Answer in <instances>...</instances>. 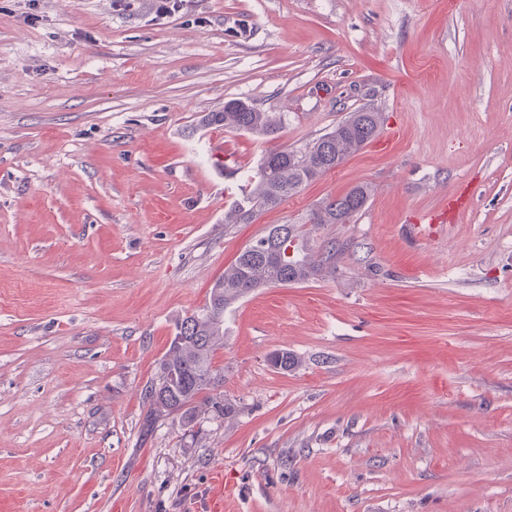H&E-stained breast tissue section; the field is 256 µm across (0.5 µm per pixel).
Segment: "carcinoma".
<instances>
[{
  "mask_svg": "<svg viewBox=\"0 0 512 512\" xmlns=\"http://www.w3.org/2000/svg\"><path fill=\"white\" fill-rule=\"evenodd\" d=\"M208 127H224L254 136L275 138L281 122L244 101L224 103L221 112H210L202 119ZM382 113L362 108L341 120L331 131L303 147H278L268 150L253 175V187L233 201L224 213L226 224H250L264 212L278 207L298 194L312 180L315 172H329L370 143L379 133ZM371 187L361 184L341 196L327 199L311 210L307 223L347 224L364 209ZM292 256L280 264L263 259L254 246H247L234 264L224 271L211 288L208 302L197 313L181 321L186 338L170 346L160 362L157 376L144 389L143 401L155 417L174 415L181 422L196 418L198 403L211 409L213 417L233 416L234 407L214 394L224 381L223 370L213 365L215 352L224 346V311L244 296V286L260 288L269 284L302 283L321 273H333L345 246L334 240L326 242L313 260L307 252V230L291 224Z\"/></svg>",
  "mask_w": 512,
  "mask_h": 512,
  "instance_id": "cac0c4a2",
  "label": "carcinoma"
}]
</instances>
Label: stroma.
<instances>
[{
	"label": "stroma",
	"mask_w": 512,
	"mask_h": 512,
	"mask_svg": "<svg viewBox=\"0 0 512 512\" xmlns=\"http://www.w3.org/2000/svg\"><path fill=\"white\" fill-rule=\"evenodd\" d=\"M230 100L276 140L202 126ZM362 107L371 143L225 223ZM359 184L310 233L335 273L225 310L235 416L143 433L178 321ZM0 512H512V0H0ZM381 125V112L362 108L349 112L334 129L303 147L268 150L251 178L253 187L224 213L225 223L250 224L260 213L278 207L308 185L316 171L324 170V175L338 168L350 154L370 143ZM372 190L369 185L361 184L353 187L341 196L322 201L311 210L304 224H347L364 209Z\"/></svg>",
	"instance_id": "1"
}]
</instances>
